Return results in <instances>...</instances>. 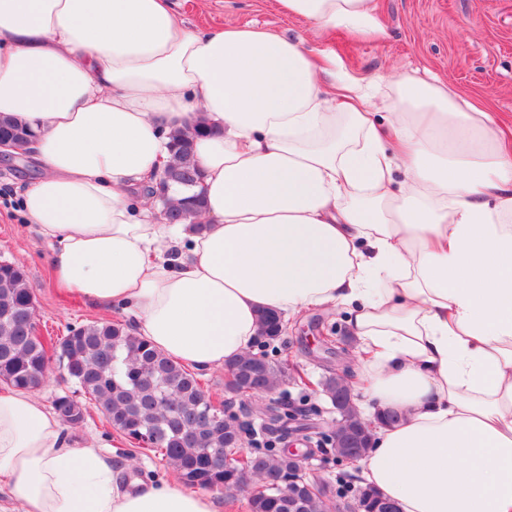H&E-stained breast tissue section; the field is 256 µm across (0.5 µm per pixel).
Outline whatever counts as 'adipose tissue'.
I'll use <instances>...</instances> for the list:
<instances>
[{"mask_svg":"<svg viewBox=\"0 0 512 512\" xmlns=\"http://www.w3.org/2000/svg\"><path fill=\"white\" fill-rule=\"evenodd\" d=\"M376 36L373 0H277ZM335 57L250 26L190 29L169 0H0V113L37 136L21 195L61 291L128 310L198 370L258 314L338 306L376 425L362 477L401 512H512V149L451 88L387 79L378 125ZM207 206L165 224L147 191L173 131ZM93 436L0 392V512H223L179 478L135 490Z\"/></svg>","mask_w":512,"mask_h":512,"instance_id":"obj_1","label":"adipose tissue"}]
</instances>
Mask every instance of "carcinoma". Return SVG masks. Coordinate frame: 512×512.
I'll list each match as a JSON object with an SVG mask.
<instances>
[{
  "mask_svg": "<svg viewBox=\"0 0 512 512\" xmlns=\"http://www.w3.org/2000/svg\"><path fill=\"white\" fill-rule=\"evenodd\" d=\"M207 133L200 126L173 133L170 160L163 169L165 180L150 189L172 222L181 224L202 211L204 196L199 187L202 173L192 160L196 137ZM31 130L0 114V141L7 139L29 151ZM259 337L265 342L281 338L273 313L259 320ZM57 361L64 379L83 395L63 393L52 402L60 421L78 426L94 409L113 429L147 439L145 450L161 455L182 481L192 487L224 490L233 499L246 494L250 512H333L336 489L330 483L298 494L288 507V475L294 464L286 451L269 444L255 453L235 457L243 448V425L220 420L197 426L204 393L198 375L151 346L121 321L89 322L71 327L61 337L42 336L36 328L34 294L25 270L0 263V383L34 391L47 380L50 364ZM234 369L225 383L224 406L239 397L260 398L278 392L287 380L285 367L266 353L250 351L228 361ZM340 436L351 425L367 424L356 406L340 413Z\"/></svg>",
  "mask_w": 512,
  "mask_h": 512,
  "instance_id": "1",
  "label": "carcinoma"
}]
</instances>
